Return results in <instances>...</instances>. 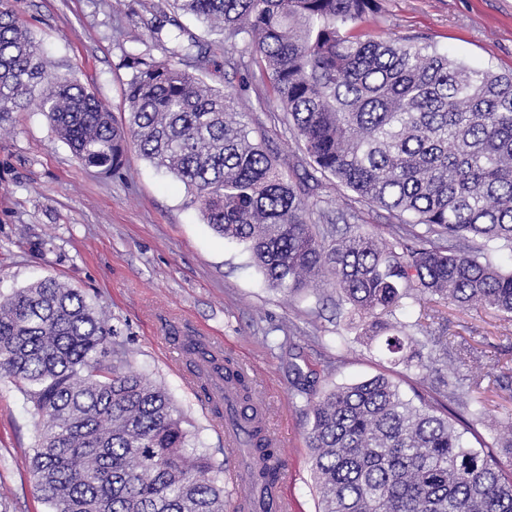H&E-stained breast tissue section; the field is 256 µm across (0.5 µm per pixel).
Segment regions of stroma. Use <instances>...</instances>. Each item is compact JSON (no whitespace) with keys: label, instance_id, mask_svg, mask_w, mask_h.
<instances>
[{"label":"stroma","instance_id":"35a3bbf8","mask_svg":"<svg viewBox=\"0 0 512 512\" xmlns=\"http://www.w3.org/2000/svg\"><path fill=\"white\" fill-rule=\"evenodd\" d=\"M367 27L381 38H424L474 65L512 71V0H380ZM42 44L49 69L93 86L117 122L128 117L129 54L165 57L169 42L140 23L162 0H11ZM280 169L292 181L309 166L294 137L276 119L265 84L252 80L239 102ZM317 195L332 216L357 214L387 238L386 211L320 178ZM183 183L129 151L116 175L78 162L37 110L17 112L0 126V294L52 275L84 291L117 329L135 371L162 385L192 422L197 447L215 452L225 471L224 431L211 420L172 349L201 327L224 340V353L249 363L261 381L273 426L288 450L285 488L293 512H318L306 446L309 417L297 385L323 391L376 375L405 394L423 390L417 373L395 363L382 342L366 343L361 329L337 313L323 281L297 298L269 288L243 245L229 242L189 206ZM444 335L465 344L466 362L448 359L430 383L456 374L489 378L482 394L492 417L478 425L489 441L512 417V321L484 308L442 306ZM38 418L24 393L0 377V496L8 512H49L34 491L29 460Z\"/></svg>","mask_w":512,"mask_h":512}]
</instances>
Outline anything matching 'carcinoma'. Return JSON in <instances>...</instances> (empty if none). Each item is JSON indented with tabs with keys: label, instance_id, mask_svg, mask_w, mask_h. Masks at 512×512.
Segmentation results:
<instances>
[{
	"label": "carcinoma",
	"instance_id": "cac0c4a2",
	"mask_svg": "<svg viewBox=\"0 0 512 512\" xmlns=\"http://www.w3.org/2000/svg\"><path fill=\"white\" fill-rule=\"evenodd\" d=\"M224 39L203 45L170 21L167 58L131 54L127 123L95 91L51 75L39 44L0 0V122L42 112L74 156L117 172L128 147L174 175L188 204L225 239L246 246L269 287L293 296L329 275L336 306L391 332L386 350L436 373L448 343L413 352L422 322L396 317L408 300L439 296L512 318V73L473 67L436 44L377 39L364 23L379 0H167ZM268 81L281 121L314 172L394 220L311 223L314 187L294 184L254 133L238 96L193 71L216 63ZM118 332L84 293L48 276L0 296V377L39 418L30 468L50 512H225L223 465L190 448L187 418L160 385L134 371ZM182 348L200 390L232 362L205 342ZM236 418L251 425L253 385L236 379ZM306 394L307 445L318 512H512V421L493 444H467L489 416L481 381L448 392L466 415L384 376ZM257 486L272 483L281 449L249 443Z\"/></svg>",
	"mask_w": 512,
	"mask_h": 512
}]
</instances>
